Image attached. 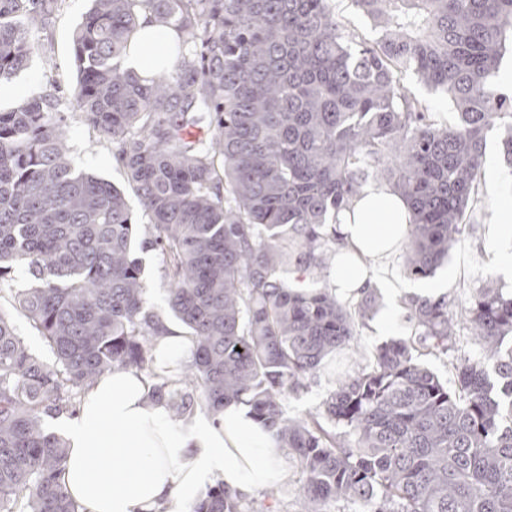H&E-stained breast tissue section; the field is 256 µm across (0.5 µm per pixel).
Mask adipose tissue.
<instances>
[{"mask_svg":"<svg viewBox=\"0 0 512 512\" xmlns=\"http://www.w3.org/2000/svg\"><path fill=\"white\" fill-rule=\"evenodd\" d=\"M172 36L145 25L126 63L141 76L159 70ZM409 210L385 185H371L341 218L343 254L330 271L338 296L371 287L370 265L384 266L407 240ZM486 244L512 270V200L500 201ZM146 375L122 367L86 388L64 418L69 456L60 482L79 512H183L215 480L247 498L287 479L271 432L238 403L218 417L176 421L166 402L151 399Z\"/></svg>","mask_w":512,"mask_h":512,"instance_id":"obj_1","label":"adipose tissue"}]
</instances>
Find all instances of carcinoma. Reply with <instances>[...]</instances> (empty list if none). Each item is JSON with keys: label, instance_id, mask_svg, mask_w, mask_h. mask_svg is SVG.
Here are the masks:
<instances>
[{"label": "carcinoma", "instance_id": "carcinoma-1", "mask_svg": "<svg viewBox=\"0 0 512 512\" xmlns=\"http://www.w3.org/2000/svg\"><path fill=\"white\" fill-rule=\"evenodd\" d=\"M58 2L0 0V82ZM353 2L375 39L347 30L335 0H91L73 32L72 109L115 144L187 362L158 354L138 224L123 190L73 166L56 98L0 110V287L26 267L14 309L52 353L0 313V512H77L58 481L69 446L44 417L115 366L145 373L179 418L247 405L302 475L301 512H512V292L491 278L463 322L445 295L405 299L414 338L377 347L316 413L283 411L377 306L371 288L354 303L329 289L339 214L367 180L388 185L411 213L406 271L431 277L477 203L488 136L512 128L496 84L512 0ZM148 15L175 41L145 80L124 58ZM411 75L447 95L455 123L434 120ZM291 267L323 286L297 290ZM461 324L482 359L450 387L421 356L448 353ZM190 512L257 510L220 482Z\"/></svg>", "mask_w": 512, "mask_h": 512}]
</instances>
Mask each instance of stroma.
Masks as SVG:
<instances>
[{"instance_id": "stroma-1", "label": "stroma", "mask_w": 512, "mask_h": 512, "mask_svg": "<svg viewBox=\"0 0 512 512\" xmlns=\"http://www.w3.org/2000/svg\"><path fill=\"white\" fill-rule=\"evenodd\" d=\"M90 5V0H61L46 28L30 27L33 50L28 66L10 81L0 84V109H9L33 97L55 94L66 118L67 145L74 167L124 190L128 187L125 172L114 157L111 141L101 138L70 105V96L77 82L71 34ZM478 197L482 205L475 208L470 223L465 225L462 241L450 252L447 266L428 279L429 285L440 286L447 294L449 308L456 315L468 307L473 294L487 277H494L503 288L512 289V275L498 272V257L486 246V230L495 213L489 205L491 196L482 188ZM137 255L149 286V303L154 311L166 313L169 284L164 258L159 251L151 249L138 250ZM390 277L406 280L401 257H394L386 277L377 278L374 283L380 306L393 308L394 319L390 326L379 327L373 318L361 325L354 343L330 356L325 369L306 391L285 400L284 411L288 416L299 418L316 412L337 379L356 369L376 347L391 340L411 337L412 326L404 319L401 301L389 297L386 280Z\"/></svg>"}]
</instances>
